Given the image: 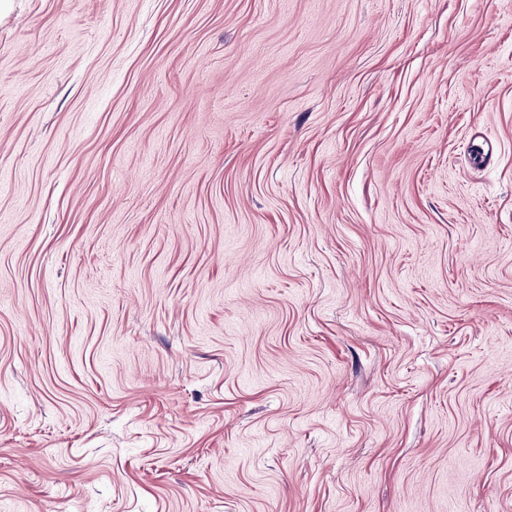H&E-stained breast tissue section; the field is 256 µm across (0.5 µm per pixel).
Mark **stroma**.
<instances>
[{"label":"stroma","instance_id":"stroma-1","mask_svg":"<svg viewBox=\"0 0 512 512\" xmlns=\"http://www.w3.org/2000/svg\"><path fill=\"white\" fill-rule=\"evenodd\" d=\"M0 504L512 512V0H0Z\"/></svg>","mask_w":512,"mask_h":512}]
</instances>
